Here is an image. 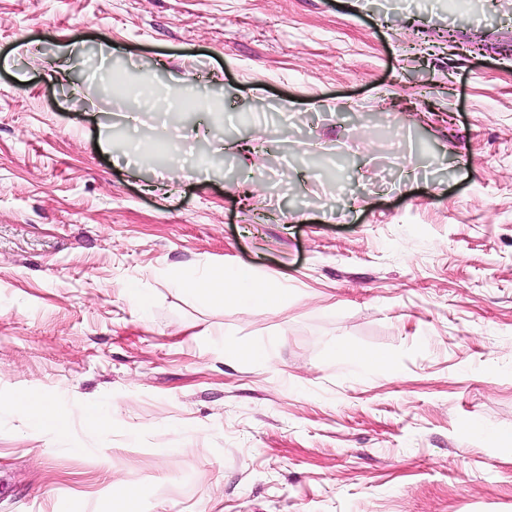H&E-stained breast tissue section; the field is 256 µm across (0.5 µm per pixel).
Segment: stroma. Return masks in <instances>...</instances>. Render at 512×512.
I'll use <instances>...</instances> for the list:
<instances>
[{"mask_svg": "<svg viewBox=\"0 0 512 512\" xmlns=\"http://www.w3.org/2000/svg\"><path fill=\"white\" fill-rule=\"evenodd\" d=\"M241 264L287 301L174 283ZM21 393L0 512H512V0H0ZM5 403L23 410L29 417L46 425L50 429L64 433L70 424V415L61 411L53 402L31 394H19L14 398L0 397V406Z\"/></svg>", "mask_w": 512, "mask_h": 512, "instance_id": "35a3bbf8", "label": "stroma"}]
</instances>
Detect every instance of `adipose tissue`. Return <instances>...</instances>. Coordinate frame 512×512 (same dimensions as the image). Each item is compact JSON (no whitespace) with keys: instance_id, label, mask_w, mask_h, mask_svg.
I'll return each mask as SVG.
<instances>
[{"instance_id":"1","label":"adipose tissue","mask_w":512,"mask_h":512,"mask_svg":"<svg viewBox=\"0 0 512 512\" xmlns=\"http://www.w3.org/2000/svg\"><path fill=\"white\" fill-rule=\"evenodd\" d=\"M178 285L186 293L211 302L244 304L258 310L274 308L285 299L282 289L261 282L248 266L238 267L230 274L206 269L194 277L179 279ZM8 404L56 432H66L69 427V414L49 400L23 393L9 399Z\"/></svg>"}]
</instances>
